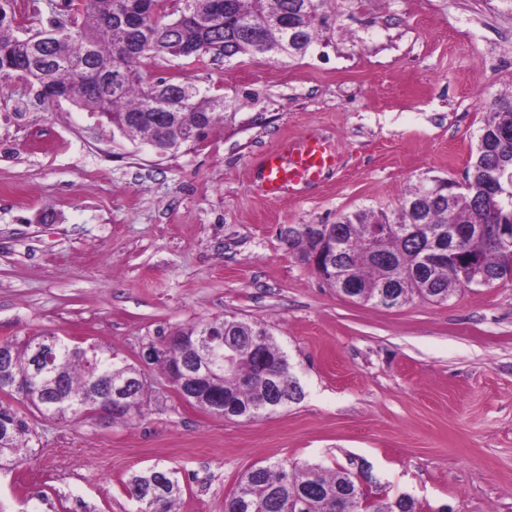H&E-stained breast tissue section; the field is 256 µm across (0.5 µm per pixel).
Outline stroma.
<instances>
[{"label":"stroma","mask_w":512,"mask_h":512,"mask_svg":"<svg viewBox=\"0 0 512 512\" xmlns=\"http://www.w3.org/2000/svg\"><path fill=\"white\" fill-rule=\"evenodd\" d=\"M24 29L72 25L65 0H17ZM303 59H158L229 108L202 143L158 155L67 101L0 81V341L54 334L139 363L159 337L227 316L287 353L296 400L248 422L189 406L163 369L138 423L28 414L0 512H136L124 487L175 470V512H224L252 464L352 470L418 512H512V281L385 309L330 288L284 231L391 210L427 176L461 177L492 102L512 93V7L500 0H336ZM310 131L334 178L271 200L259 151Z\"/></svg>","instance_id":"stroma-1"}]
</instances>
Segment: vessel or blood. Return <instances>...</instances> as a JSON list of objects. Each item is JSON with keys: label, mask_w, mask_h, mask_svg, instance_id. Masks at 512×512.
Segmentation results:
<instances>
[{"label": "vessel or blood", "mask_w": 512, "mask_h": 512, "mask_svg": "<svg viewBox=\"0 0 512 512\" xmlns=\"http://www.w3.org/2000/svg\"><path fill=\"white\" fill-rule=\"evenodd\" d=\"M341 156L334 138L308 133L259 154L252 178L266 198L303 194L335 176Z\"/></svg>", "instance_id": "obj_1"}]
</instances>
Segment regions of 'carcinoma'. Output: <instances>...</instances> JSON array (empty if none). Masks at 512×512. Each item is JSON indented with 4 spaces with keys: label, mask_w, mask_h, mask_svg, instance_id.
<instances>
[{
    "label": "carcinoma",
    "mask_w": 512,
    "mask_h": 512,
    "mask_svg": "<svg viewBox=\"0 0 512 512\" xmlns=\"http://www.w3.org/2000/svg\"><path fill=\"white\" fill-rule=\"evenodd\" d=\"M17 0H0V80H26L36 97L57 96L112 124L123 138L166 155L202 141L224 116L226 102L189 78L146 77L145 61L206 55L233 59L269 55L278 60L305 57L330 27L335 0H79L72 27L49 38L38 31L19 35ZM512 95L497 98L477 133L475 154L465 171L470 190H456L450 178L418 180L389 213L357 210L324 225L331 250L321 277L342 295L386 309L415 297L443 303L469 287L462 271L434 259L440 251L466 250L478 271L496 282L512 279V256L495 242L499 231L512 236ZM286 237L302 257L317 249L311 224H297ZM224 333L219 365L224 392L237 413L226 419L251 420L288 404L298 393L288 355L256 321L235 316L194 325L177 335ZM262 337L269 374L254 370L249 355ZM10 377L28 379L16 393L0 383V393L45 418L99 413L131 423L141 415L148 388L145 372L93 344L34 336L21 344L1 342ZM129 381L133 393L122 412L112 411V387ZM31 429L25 417L0 400V471L15 469L28 450ZM138 512H174L183 489L172 469L150 467L126 482ZM416 512L409 497L372 498L347 469L257 462L224 498V512Z\"/></svg>",
    "instance_id": "1"
}]
</instances>
